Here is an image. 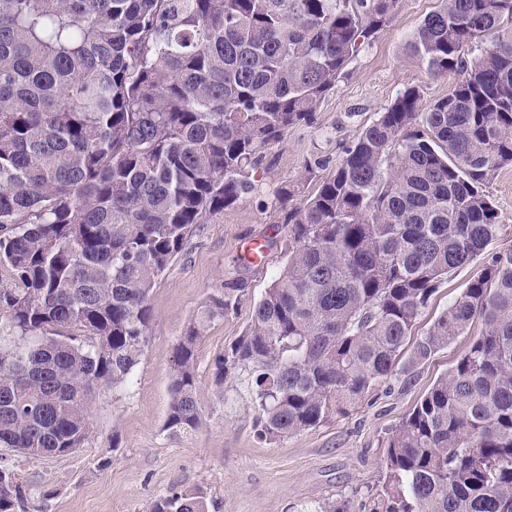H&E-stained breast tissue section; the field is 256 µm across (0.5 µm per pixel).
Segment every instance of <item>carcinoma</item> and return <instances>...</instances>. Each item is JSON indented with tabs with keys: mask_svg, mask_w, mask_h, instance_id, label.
Returning a JSON list of instances; mask_svg holds the SVG:
<instances>
[{
	"mask_svg": "<svg viewBox=\"0 0 512 512\" xmlns=\"http://www.w3.org/2000/svg\"><path fill=\"white\" fill-rule=\"evenodd\" d=\"M400 0H0V512L6 454L79 448L131 380L149 294L188 237L254 190L249 169L313 122ZM480 54L469 59L465 48ZM412 48L448 94L408 88L334 174L276 192L283 265L215 362L278 441L425 363L477 321L451 372L387 437L368 512H512V253L496 254L401 352L448 274L500 231L512 163V0H440ZM233 310L212 294L176 345L166 428L195 429V355ZM150 512H208L173 488Z\"/></svg>",
	"mask_w": 512,
	"mask_h": 512,
	"instance_id": "1",
	"label": "carcinoma"
}]
</instances>
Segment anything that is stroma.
<instances>
[{"label":"stroma","instance_id":"1","mask_svg":"<svg viewBox=\"0 0 512 512\" xmlns=\"http://www.w3.org/2000/svg\"><path fill=\"white\" fill-rule=\"evenodd\" d=\"M438 4L401 0L396 18L352 61L314 122L290 129L265 149L251 175L252 194L189 238L150 293L147 343L129 385L118 394L101 395L84 445L62 456L10 458L22 478L27 512H150L153 501L170 489L197 487L210 512H299L331 498L357 503L380 485L389 432L454 367L468 337L457 338L413 372L376 384L345 412L276 442L258 436L256 411L243 386L229 382L223 395H216L212 369L245 331L282 266L279 243L285 231L276 224L275 190L302 180L312 164L314 179L302 181L303 194H311L319 180L335 172L359 129L407 87H419L430 102L455 82L452 73L429 75L410 47L418 25ZM487 190L501 232L480 256L449 275L419 317L414 335L427 331L491 256L512 252V165L501 168ZM263 237L272 242L266 264L244 266L240 245ZM231 281L234 309L208 328L197 350L202 422L192 431H170L165 422L178 339L208 296Z\"/></svg>","mask_w":512,"mask_h":512}]
</instances>
